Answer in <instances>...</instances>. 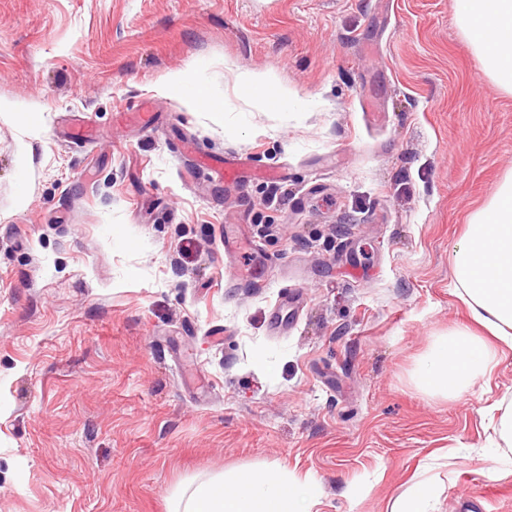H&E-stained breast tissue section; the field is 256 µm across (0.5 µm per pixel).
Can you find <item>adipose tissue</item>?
Masks as SVG:
<instances>
[{"instance_id":"adipose-tissue-1","label":"adipose tissue","mask_w":512,"mask_h":512,"mask_svg":"<svg viewBox=\"0 0 512 512\" xmlns=\"http://www.w3.org/2000/svg\"><path fill=\"white\" fill-rule=\"evenodd\" d=\"M456 13L486 75L512 94V0H456ZM452 264L468 321L436 337L414 372L421 390L447 399L489 378L502 347L512 348V175L470 216ZM319 494L315 481L290 480L274 467L244 470L174 493L170 512H310Z\"/></svg>"}]
</instances>
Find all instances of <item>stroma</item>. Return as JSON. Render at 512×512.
I'll use <instances>...</instances> for the list:
<instances>
[{
  "label": "stroma",
  "instance_id": "35a3bbf8",
  "mask_svg": "<svg viewBox=\"0 0 512 512\" xmlns=\"http://www.w3.org/2000/svg\"><path fill=\"white\" fill-rule=\"evenodd\" d=\"M142 104L152 129L120 122ZM193 146L246 155L239 183ZM511 174L455 0H0V512H167L272 466L321 484L311 512H391L423 474L428 512H512V351L454 400L413 382ZM240 83L242 88H249L252 93L249 94L248 90H244V94H249V98L262 105L265 109L274 112H288V107L293 101V96L288 88L276 86V81L268 73L246 71L240 76ZM275 87L279 98V104H274L265 95V91ZM491 412L490 421L497 440L496 448H508L512 451V400L506 406L497 403Z\"/></svg>",
  "mask_w": 512,
  "mask_h": 512
}]
</instances>
